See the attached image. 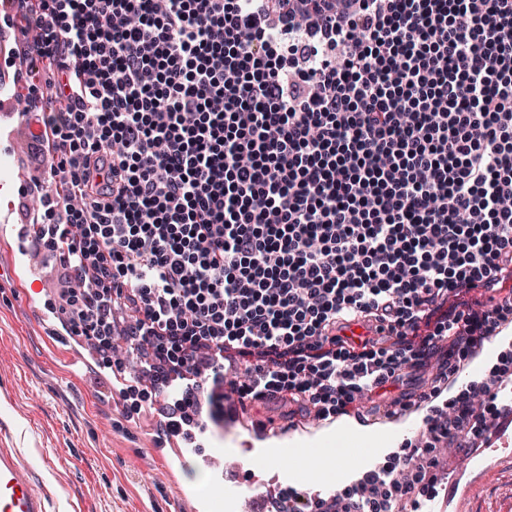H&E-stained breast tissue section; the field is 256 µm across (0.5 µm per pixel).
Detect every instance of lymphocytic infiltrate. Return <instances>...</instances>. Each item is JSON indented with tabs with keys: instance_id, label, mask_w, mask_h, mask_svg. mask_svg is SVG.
I'll return each instance as SVG.
<instances>
[{
	"instance_id": "1",
	"label": "lymphocytic infiltrate",
	"mask_w": 512,
	"mask_h": 512,
	"mask_svg": "<svg viewBox=\"0 0 512 512\" xmlns=\"http://www.w3.org/2000/svg\"><path fill=\"white\" fill-rule=\"evenodd\" d=\"M26 63L59 310L113 363L151 351L131 373L181 382L182 425L232 394L394 416L406 370L439 396L512 323V291L439 309L512 270V0H43ZM345 318L396 336L350 344ZM509 379L512 349L372 474L278 507L433 499ZM426 384V377L420 374L406 373L405 376L395 385L388 387L387 390L381 391L380 395L377 396V402L385 399H390L398 396L411 397L416 393L420 392Z\"/></svg>"
}]
</instances>
